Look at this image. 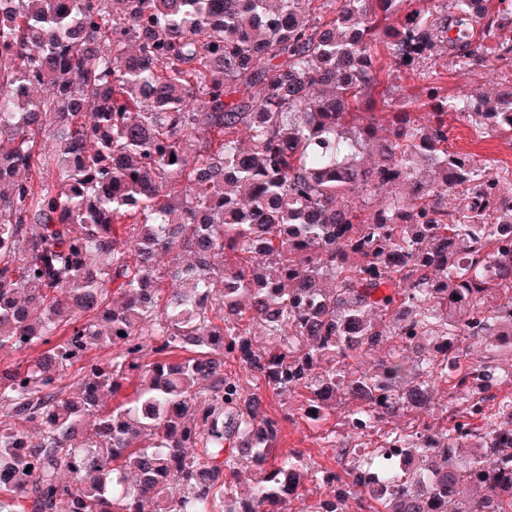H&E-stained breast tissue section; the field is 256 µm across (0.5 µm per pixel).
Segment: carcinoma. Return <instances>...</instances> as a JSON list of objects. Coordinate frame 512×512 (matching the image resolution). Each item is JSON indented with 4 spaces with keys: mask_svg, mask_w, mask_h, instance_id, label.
<instances>
[{
    "mask_svg": "<svg viewBox=\"0 0 512 512\" xmlns=\"http://www.w3.org/2000/svg\"><path fill=\"white\" fill-rule=\"evenodd\" d=\"M428 2L0 0V350L43 347L0 361V512H512V172L448 150L512 90L417 71L512 67V0ZM405 72L424 123L377 116ZM301 392L375 435L325 431L341 475L276 453ZM436 71L440 74V83L443 90H448V94H456L468 86L483 85L484 89L494 95L502 86L512 84L510 69L505 67L493 70L492 67L485 69H476L469 75L460 74L448 62L446 55H436L432 59L425 61L423 68Z\"/></svg>",
    "mask_w": 512,
    "mask_h": 512,
    "instance_id": "1",
    "label": "carcinoma"
}]
</instances>
